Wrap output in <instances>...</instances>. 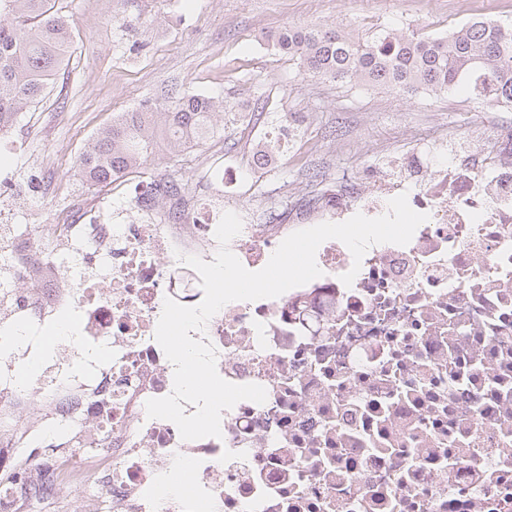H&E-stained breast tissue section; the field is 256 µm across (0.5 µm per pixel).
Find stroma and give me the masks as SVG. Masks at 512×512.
I'll return each mask as SVG.
<instances>
[{"instance_id":"obj_1","label":"stroma","mask_w":512,"mask_h":512,"mask_svg":"<svg viewBox=\"0 0 512 512\" xmlns=\"http://www.w3.org/2000/svg\"><path fill=\"white\" fill-rule=\"evenodd\" d=\"M69 16L73 43L66 72L43 102L20 114L0 134V204L14 224L56 223L73 205L94 220L124 211L140 176L175 175L194 193L211 194L225 210L250 211L258 220L285 206L290 190L303 191L311 173L337 187L370 170L412 175L428 136L447 135L445 156L481 147L512 128V107L480 100L463 88L401 96L369 86H346L304 77L286 56L267 49L264 37L291 24L334 26L353 34L427 27L445 34L485 15L512 19V0H56ZM227 102L261 99L267 111L290 108L299 123L288 150L256 172L249 153L270 124H233L224 146L157 151L142 175H129L103 191L83 184L76 160L113 116L169 84ZM235 176L226 192L223 176Z\"/></svg>"}]
</instances>
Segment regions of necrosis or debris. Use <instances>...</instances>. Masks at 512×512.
<instances>
[{
	"mask_svg": "<svg viewBox=\"0 0 512 512\" xmlns=\"http://www.w3.org/2000/svg\"><path fill=\"white\" fill-rule=\"evenodd\" d=\"M371 184L324 190L230 241L259 269L289 234L380 216L403 193L428 216L408 245L371 246L352 285L340 280L352 255L331 239L316 254L320 277L209 320L219 375L267 392L225 411L218 438L182 440L145 402L173 389L155 339L165 298L203 299L196 271L161 260L212 261L221 211L178 196L173 223L137 192L138 222L87 224L75 210L49 235L34 224L17 233L0 278L16 302L0 321L24 338L0 357V409L21 415L36 396L46 412L36 467L0 438V512H27L20 485L33 478L55 508L62 488L81 490L85 512H512V130L421 183L378 172ZM45 346L50 359L23 381L17 363ZM74 359L81 370L66 373ZM66 436L96 449L63 451ZM177 468L188 479L167 489Z\"/></svg>",
	"mask_w": 512,
	"mask_h": 512,
	"instance_id": "4bbe7bcc",
	"label": "necrosis or debris"
}]
</instances>
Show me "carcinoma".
Here are the masks:
<instances>
[{"instance_id": "1", "label": "carcinoma", "mask_w": 512, "mask_h": 512, "mask_svg": "<svg viewBox=\"0 0 512 512\" xmlns=\"http://www.w3.org/2000/svg\"><path fill=\"white\" fill-rule=\"evenodd\" d=\"M72 41L71 23L55 10V0H0V132L25 106L45 98L48 85L68 64ZM265 41L320 80L380 86L402 96L453 90L465 82L474 93L482 88L487 99L512 104V22L480 17L446 35L381 29L365 38L335 27L285 25ZM264 110L257 99L248 114ZM248 114L222 99L174 89L113 117L81 152L77 168L90 188H104L140 169L160 143L173 149L204 147L222 138L224 123ZM165 182L164 193L153 192L154 179L141 182L157 206L167 203L168 194L185 191L173 177ZM37 435L36 427L17 430L16 455L27 459L26 449Z\"/></svg>"}]
</instances>
